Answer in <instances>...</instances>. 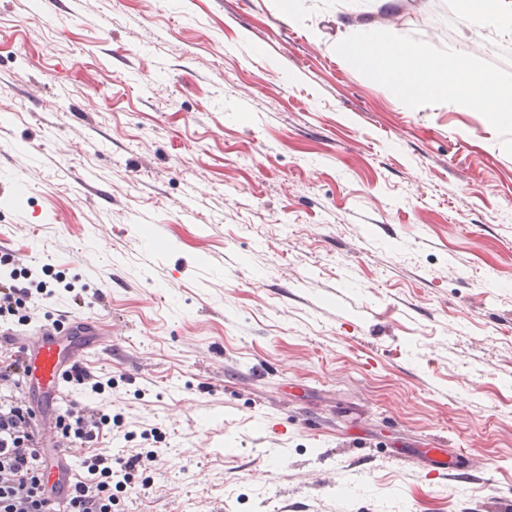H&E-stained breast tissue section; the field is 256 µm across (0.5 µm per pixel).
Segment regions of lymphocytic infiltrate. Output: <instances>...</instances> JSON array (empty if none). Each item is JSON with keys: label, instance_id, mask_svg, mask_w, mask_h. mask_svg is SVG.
Returning <instances> with one entry per match:
<instances>
[{"label": "lymphocytic infiltrate", "instance_id": "lymphocytic-infiltrate-1", "mask_svg": "<svg viewBox=\"0 0 512 512\" xmlns=\"http://www.w3.org/2000/svg\"><path fill=\"white\" fill-rule=\"evenodd\" d=\"M54 297L46 282L29 288L15 276L1 277L0 317L18 311L22 322H32L53 306ZM22 372L19 357L0 355V512H49L45 465L30 409L17 390ZM68 382L84 398L67 404L57 418L68 447L82 451L81 479L67 512H113L117 492L130 488L138 473L145 471L147 458L136 451L116 459L94 451V444L112 432L111 417L94 408V397L105 386L97 375L81 367L69 374Z\"/></svg>", "mask_w": 512, "mask_h": 512}]
</instances>
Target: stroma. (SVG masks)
Wrapping results in <instances>:
<instances>
[{
	"label": "stroma",
	"instance_id": "35a3bbf8",
	"mask_svg": "<svg viewBox=\"0 0 512 512\" xmlns=\"http://www.w3.org/2000/svg\"><path fill=\"white\" fill-rule=\"evenodd\" d=\"M0 0V249L92 296L121 512H506L512 155L334 50L366 22L512 71L458 0ZM155 429L157 438H145ZM442 443L459 481L394 448Z\"/></svg>",
	"mask_w": 512,
	"mask_h": 512
}]
</instances>
